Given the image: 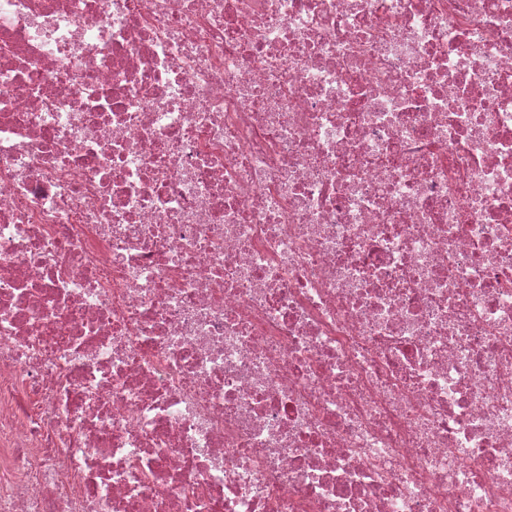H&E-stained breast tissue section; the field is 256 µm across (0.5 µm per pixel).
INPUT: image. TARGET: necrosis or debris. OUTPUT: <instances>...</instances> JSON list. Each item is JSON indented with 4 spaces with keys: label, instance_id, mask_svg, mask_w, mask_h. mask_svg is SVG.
<instances>
[{
    "label": "necrosis or debris",
    "instance_id": "4bbe7bcc",
    "mask_svg": "<svg viewBox=\"0 0 512 512\" xmlns=\"http://www.w3.org/2000/svg\"><path fill=\"white\" fill-rule=\"evenodd\" d=\"M0 512H512V0H0Z\"/></svg>",
    "mask_w": 512,
    "mask_h": 512
}]
</instances>
